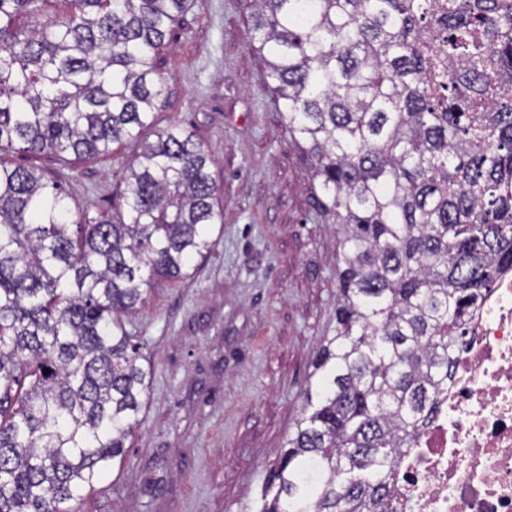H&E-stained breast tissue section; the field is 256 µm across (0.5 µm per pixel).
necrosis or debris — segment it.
I'll return each mask as SVG.
<instances>
[{"instance_id": "4bbe7bcc", "label": "necrosis or debris", "mask_w": 512, "mask_h": 512, "mask_svg": "<svg viewBox=\"0 0 512 512\" xmlns=\"http://www.w3.org/2000/svg\"><path fill=\"white\" fill-rule=\"evenodd\" d=\"M393 512H512V268L469 316L448 394L400 459Z\"/></svg>"}]
</instances>
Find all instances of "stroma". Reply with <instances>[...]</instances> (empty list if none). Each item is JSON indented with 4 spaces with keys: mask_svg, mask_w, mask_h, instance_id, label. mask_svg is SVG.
<instances>
[{
    "mask_svg": "<svg viewBox=\"0 0 512 512\" xmlns=\"http://www.w3.org/2000/svg\"><path fill=\"white\" fill-rule=\"evenodd\" d=\"M249 13L246 0H189L161 55L171 77L157 124H180L213 153L224 221L208 260L155 283L128 326L150 371L143 423L83 512H236L299 417L336 325V226L312 205L310 165L266 84ZM134 152L62 172L46 154L16 161L96 212Z\"/></svg>",
    "mask_w": 512,
    "mask_h": 512,
    "instance_id": "stroma-1",
    "label": "stroma"
}]
</instances>
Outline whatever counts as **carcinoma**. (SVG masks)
Segmentation results:
<instances>
[{
    "instance_id": "carcinoma-1",
    "label": "carcinoma",
    "mask_w": 512,
    "mask_h": 512,
    "mask_svg": "<svg viewBox=\"0 0 512 512\" xmlns=\"http://www.w3.org/2000/svg\"><path fill=\"white\" fill-rule=\"evenodd\" d=\"M186 3L0 0V512H72L124 462L150 384L126 323L216 245L214 156L156 127ZM252 8L341 266L302 412L240 512H389L467 318L512 265V0ZM128 144L94 217L14 161L65 168Z\"/></svg>"
}]
</instances>
